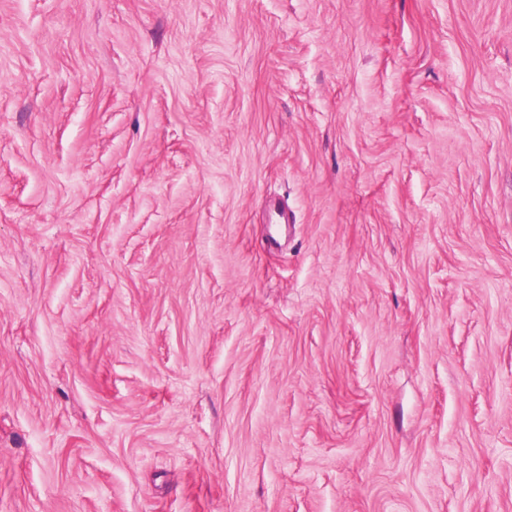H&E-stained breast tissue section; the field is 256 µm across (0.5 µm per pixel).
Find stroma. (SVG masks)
Instances as JSON below:
<instances>
[{"mask_svg": "<svg viewBox=\"0 0 512 512\" xmlns=\"http://www.w3.org/2000/svg\"><path fill=\"white\" fill-rule=\"evenodd\" d=\"M0 512H512V0H0Z\"/></svg>", "mask_w": 512, "mask_h": 512, "instance_id": "stroma-1", "label": "stroma"}]
</instances>
